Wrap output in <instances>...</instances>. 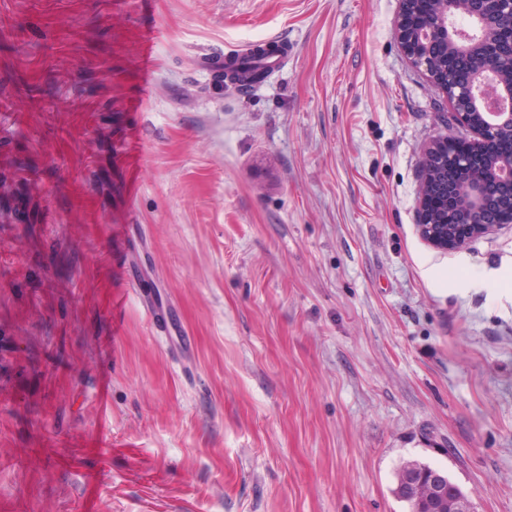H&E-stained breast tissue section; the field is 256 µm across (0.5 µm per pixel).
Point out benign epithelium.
<instances>
[{
  "label": "benign epithelium",
  "instance_id": "7a95c632",
  "mask_svg": "<svg viewBox=\"0 0 512 512\" xmlns=\"http://www.w3.org/2000/svg\"><path fill=\"white\" fill-rule=\"evenodd\" d=\"M443 8L429 12L419 23V6L423 0H402L396 23V35L405 56L416 66L424 68L431 82L451 105L470 103L475 112L463 110L452 113L453 119L464 131H472L474 152L480 153L492 145L507 142L512 145V108L503 112L489 111L488 101L479 100L478 92L485 82L495 85L498 93L512 100V85L500 81V73L512 70V0H497L492 13L483 11V0H442ZM468 11L476 21V37H462L452 26L460 12ZM494 42L495 54L485 60V65L468 79L460 77V70L467 64L469 54L481 43ZM475 162L472 155L450 156L440 154V142L425 151L422 159V181L419 202L427 196L448 201L445 168L471 171ZM483 174L467 176L457 188V202L464 215L463 224H436L426 211H421L419 231L433 245L441 249H458L467 241L482 235L498 224L512 223V210L494 207L486 197L485 188L494 183L512 196V152L489 154L480 163ZM412 485L416 498L423 500V512H472L469 501L448 499L447 475L430 471L413 476Z\"/></svg>",
  "mask_w": 512,
  "mask_h": 512
}]
</instances>
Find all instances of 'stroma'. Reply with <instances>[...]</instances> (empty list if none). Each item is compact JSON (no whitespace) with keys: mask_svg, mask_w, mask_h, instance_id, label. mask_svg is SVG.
I'll list each match as a JSON object with an SVG mask.
<instances>
[{"mask_svg":"<svg viewBox=\"0 0 512 512\" xmlns=\"http://www.w3.org/2000/svg\"><path fill=\"white\" fill-rule=\"evenodd\" d=\"M400 8L0 0V512H512V225L420 236ZM216 63L223 70L224 88L236 85L239 91L245 90L267 76L258 66L244 65L235 58H224V61H216ZM404 477L405 468H401L398 473L397 486L393 493L398 500L408 505L409 512H418L419 504L417 500L419 499L425 503L421 512H472L467 500L460 499L450 503L448 485L455 489H457V485L442 472L430 471L419 476H413L411 485L414 487L416 497L405 483Z\"/></svg>","mask_w":512,"mask_h":512,"instance_id":"stroma-1","label":"stroma"}]
</instances>
